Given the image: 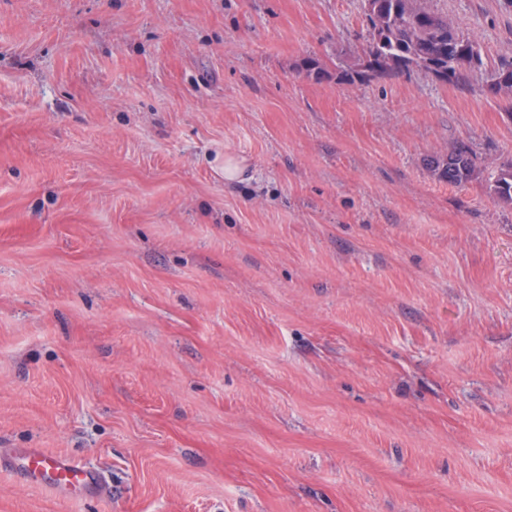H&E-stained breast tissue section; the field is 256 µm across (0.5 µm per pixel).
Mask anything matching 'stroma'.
<instances>
[{
	"mask_svg": "<svg viewBox=\"0 0 512 512\" xmlns=\"http://www.w3.org/2000/svg\"><path fill=\"white\" fill-rule=\"evenodd\" d=\"M433 5L468 83L338 80L363 0H0V449L111 486L0 512H512V0ZM427 164L439 181L452 186L471 181L476 175L472 159L464 147L456 148L445 157H431ZM225 183H234L246 178L247 165L245 159L240 158L233 152H225L223 166ZM489 192L504 203H512V161L508 162L491 177Z\"/></svg>",
	"mask_w": 512,
	"mask_h": 512,
	"instance_id": "stroma-1",
	"label": "stroma"
}]
</instances>
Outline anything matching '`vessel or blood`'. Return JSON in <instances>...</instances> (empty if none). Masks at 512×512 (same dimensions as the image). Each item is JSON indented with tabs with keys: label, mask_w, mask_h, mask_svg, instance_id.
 <instances>
[{
	"label": "vessel or blood",
	"mask_w": 512,
	"mask_h": 512,
	"mask_svg": "<svg viewBox=\"0 0 512 512\" xmlns=\"http://www.w3.org/2000/svg\"><path fill=\"white\" fill-rule=\"evenodd\" d=\"M0 466L53 496L79 498L107 492L101 473L43 448L16 449L9 457L0 460Z\"/></svg>",
	"instance_id": "vessel-or-blood-1"
}]
</instances>
